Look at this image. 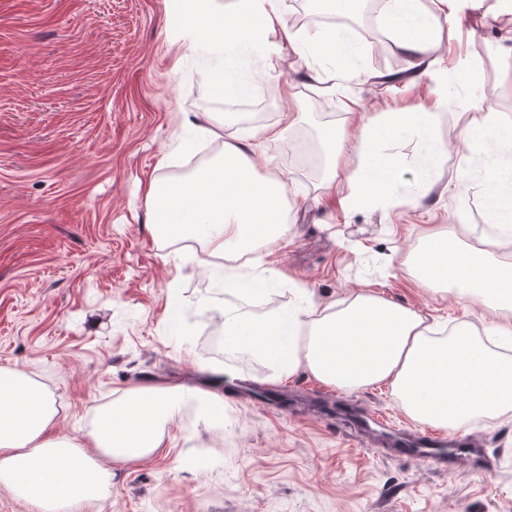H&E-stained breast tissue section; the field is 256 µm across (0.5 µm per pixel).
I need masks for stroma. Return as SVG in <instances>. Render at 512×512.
Listing matches in <instances>:
<instances>
[{
  "instance_id": "1",
  "label": "stroma",
  "mask_w": 512,
  "mask_h": 512,
  "mask_svg": "<svg viewBox=\"0 0 512 512\" xmlns=\"http://www.w3.org/2000/svg\"><path fill=\"white\" fill-rule=\"evenodd\" d=\"M169 10V0H0V367L38 375L56 399L62 435L87 428L137 383L208 388L212 368L235 371L222 379V426L185 406L169 447L113 465L108 495L79 512H512V414L457 432L495 460L484 476L393 457L383 439L336 415L291 412L289 403L332 397L397 428L428 429L399 409L387 386L350 392L301 371L270 388L259 362L225 352L220 320L198 307H238L216 288L224 260L205 274L186 257L205 254L203 242L187 248L154 238L144 192L149 179L183 175L194 157L214 159L247 129V112L274 123L302 111L289 136L263 146L265 171L284 182L291 206L285 237L248 257L254 273L276 274L269 308L295 304L302 286L326 301L366 291L435 328L462 323L483 336L491 315L422 288L412 255L425 237L452 230L512 262V236L486 205L492 159L475 156L465 197L453 189L460 128L487 112L512 125V86L499 58L512 47V14L471 15L443 42V63L412 88L410 58L378 11L370 23L379 39L343 25L337 32L348 51L319 59V68L346 74L333 89L296 58L257 76L253 54L242 52L238 71L254 86L246 110L225 98L216 81L225 64L209 42L171 45ZM288 82L292 100L282 92ZM437 95L448 99L444 111L377 144L400 161L396 186L349 201L344 173L364 162L354 149L363 126ZM476 96L478 110L469 106ZM350 99L359 103L353 149L329 190L319 137L345 127ZM434 140L447 154L431 156ZM175 292L183 336L169 330ZM269 388L277 399H254Z\"/></svg>"
}]
</instances>
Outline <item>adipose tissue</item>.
I'll return each mask as SVG.
<instances>
[{
    "instance_id": "ef3b65f1",
    "label": "adipose tissue",
    "mask_w": 512,
    "mask_h": 512,
    "mask_svg": "<svg viewBox=\"0 0 512 512\" xmlns=\"http://www.w3.org/2000/svg\"><path fill=\"white\" fill-rule=\"evenodd\" d=\"M431 12H417L419 0H384L383 20L399 47L414 59V73L433 68L443 25L461 23L473 12H512V0H431ZM168 36L181 44L204 37L225 57L239 46L261 48L262 73L281 70L285 42L301 57L335 54V31H290L280 0H236L224 12L217 0H176ZM443 97L394 112L369 127L360 144L364 166L348 180L352 197L391 190L400 171L398 158L374 151L381 139L414 128L421 117L444 109ZM286 124L275 122L225 142L217 165L190 176L146 187L152 232L172 242L204 241L213 256L239 252L257 238L286 233L284 186L273 176L255 174L253 158L262 142L283 139ZM456 180L458 194L470 181L476 149L494 147L512 155V132L503 133L495 113L480 124L464 125ZM423 287L501 314L483 340L458 326L436 335L414 310L373 294L331 302L316 301L310 289H298L300 306L281 307L246 317L224 313V348L244 352L266 369L274 384L304 370L339 389L389 384L402 410L413 420L456 430L477 417L512 412V355L499 343L512 341V263L463 242L452 231L431 235L415 256ZM195 402L209 422L224 420L222 393L199 392L183 385H145L126 389L93 417L81 436L54 438L58 410L49 389L27 371L0 368V487L32 512H75L88 500L105 497L112 485V464L150 458L167 448L169 426L185 404Z\"/></svg>"
}]
</instances>
